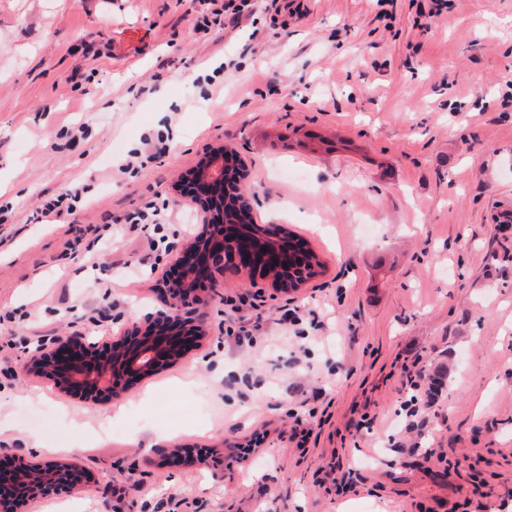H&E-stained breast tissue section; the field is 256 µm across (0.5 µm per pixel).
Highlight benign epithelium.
I'll return each instance as SVG.
<instances>
[{"label": "benign epithelium", "mask_w": 512, "mask_h": 512, "mask_svg": "<svg viewBox=\"0 0 512 512\" xmlns=\"http://www.w3.org/2000/svg\"><path fill=\"white\" fill-rule=\"evenodd\" d=\"M232 151L212 149L198 163L191 177L175 185L177 201L196 209L203 230L194 241L176 250V274L163 279L154 311L143 322L134 321L110 346L88 341L85 336H58L36 348L20 371L26 376L52 377L65 394L84 402L112 400L126 394L149 372L155 373L181 359L211 329V293L224 287V272L246 271L266 278L268 272L292 271L307 283L309 256L291 254L282 224H230L224 221V194L242 191L249 179L245 164H236L229 181L225 175ZM283 279L270 286L281 293L295 292L296 285ZM163 462L177 467L208 463L207 455L187 454L169 448ZM12 488L0 493V512H27L29 505L77 490L89 491L95 475L70 458L44 460L32 454L0 458V475Z\"/></svg>", "instance_id": "1"}]
</instances>
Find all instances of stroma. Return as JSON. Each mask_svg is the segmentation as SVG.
<instances>
[{"label":"stroma","mask_w":512,"mask_h":512,"mask_svg":"<svg viewBox=\"0 0 512 512\" xmlns=\"http://www.w3.org/2000/svg\"><path fill=\"white\" fill-rule=\"evenodd\" d=\"M250 3L203 32L198 0H0V454L79 435L69 454L98 488L61 512H512V0H447L425 26L418 0ZM220 145L250 172L257 222L322 274L286 295L226 273L207 341L121 398L21 375L41 339L109 343L151 311L170 225L202 229L173 186ZM74 183L73 222L46 221ZM292 309L298 337L280 326ZM416 365L439 391L409 432ZM190 404L196 424L167 420ZM112 417L127 434L99 435ZM257 433L219 477L145 446Z\"/></svg>","instance_id":"obj_1"}]
</instances>
